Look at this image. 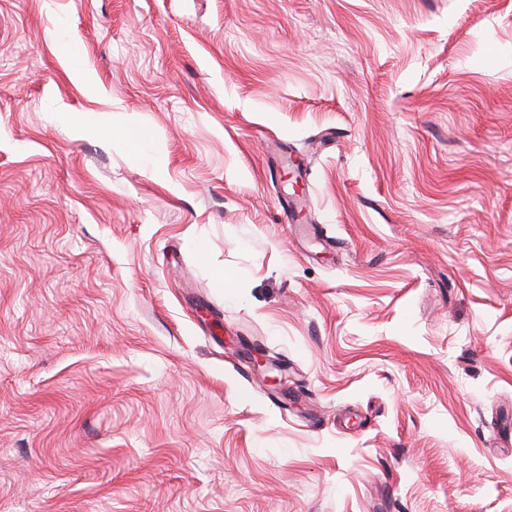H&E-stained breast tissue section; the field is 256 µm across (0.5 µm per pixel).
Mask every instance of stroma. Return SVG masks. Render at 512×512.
<instances>
[{
	"instance_id": "obj_1",
	"label": "stroma",
	"mask_w": 512,
	"mask_h": 512,
	"mask_svg": "<svg viewBox=\"0 0 512 512\" xmlns=\"http://www.w3.org/2000/svg\"><path fill=\"white\" fill-rule=\"evenodd\" d=\"M0 512H512V0H0Z\"/></svg>"
}]
</instances>
